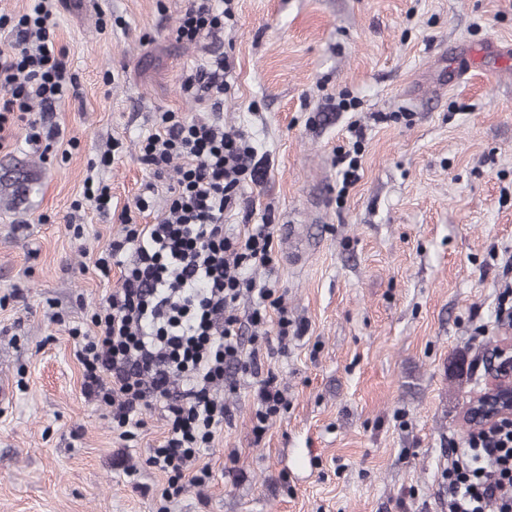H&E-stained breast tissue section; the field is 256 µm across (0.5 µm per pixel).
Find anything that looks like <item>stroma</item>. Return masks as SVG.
<instances>
[{
    "instance_id": "obj_1",
    "label": "stroma",
    "mask_w": 512,
    "mask_h": 512,
    "mask_svg": "<svg viewBox=\"0 0 512 512\" xmlns=\"http://www.w3.org/2000/svg\"><path fill=\"white\" fill-rule=\"evenodd\" d=\"M185 5L58 0L55 41L78 83L56 110L64 138L28 145L18 118L0 133V168L34 177L21 202L0 194V512H446L483 348L512 336L498 320L512 289V63L479 51L512 49V0H231L232 19L195 44L176 39ZM218 54L232 64L219 119L269 157L224 222L272 225L274 269L255 278L285 292L305 332L266 360L287 410L255 438L241 385L199 458L210 482L166 503L145 463L167 433L161 404L120 438L82 392L70 330H91L104 303L94 261L121 211L154 183L136 217L154 223L176 185L141 164V141L157 113H208L183 75ZM355 120L360 179L342 197L336 155ZM107 155L103 214L83 190Z\"/></svg>"
}]
</instances>
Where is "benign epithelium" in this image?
I'll list each match as a JSON object with an SVG mask.
<instances>
[{
	"instance_id": "1",
	"label": "benign epithelium",
	"mask_w": 512,
	"mask_h": 512,
	"mask_svg": "<svg viewBox=\"0 0 512 512\" xmlns=\"http://www.w3.org/2000/svg\"><path fill=\"white\" fill-rule=\"evenodd\" d=\"M484 365L485 388L465 412L473 434L512 425V340L486 347Z\"/></svg>"
}]
</instances>
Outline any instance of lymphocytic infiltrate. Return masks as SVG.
I'll use <instances>...</instances> for the list:
<instances>
[{"mask_svg":"<svg viewBox=\"0 0 512 512\" xmlns=\"http://www.w3.org/2000/svg\"><path fill=\"white\" fill-rule=\"evenodd\" d=\"M222 0H189L177 29L179 41L199 42L224 26ZM52 0H31L19 17L0 14V30L12 39L0 48V128L13 112L27 116L29 144L52 143L60 135L58 103L76 92L50 21ZM226 57L187 73L185 92L217 107L224 100ZM140 160L154 177L179 162L178 186L156 223H134L122 211L121 237L112 239L94 266L102 279L120 271L107 304L94 313L93 335L76 351L86 396L112 409L118 427L138 424L143 408L163 403L169 422L163 442L147 463L168 477L165 497L185 484L202 485L211 473L198 464L218 430L231 418L223 391H236L238 378L253 379L258 409L256 434L286 406L262 359L267 339L243 345L237 304L254 299L252 325L275 324L280 348L288 346L284 295L256 284L253 273L274 261V232L268 224H246L231 232L224 213L236 207L243 184H259L269 161L243 132L215 120L160 113L155 131L142 144ZM448 512H512V426L471 438L468 448L448 458Z\"/></svg>","mask_w":512,"mask_h":512,"instance_id":"1","label":"lymphocytic infiltrate"}]
</instances>
